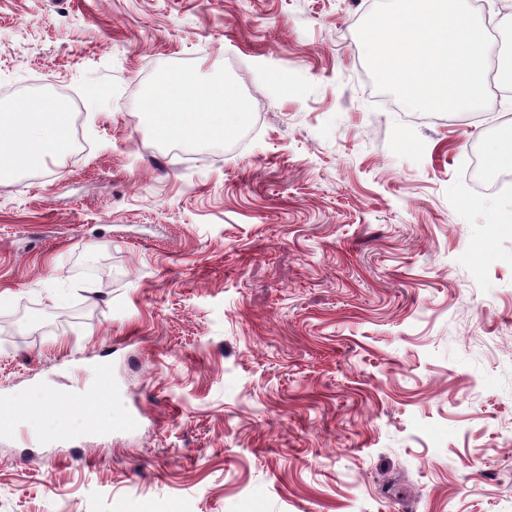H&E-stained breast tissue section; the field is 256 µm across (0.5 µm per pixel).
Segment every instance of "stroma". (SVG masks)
<instances>
[{
  "label": "stroma",
  "instance_id": "stroma-1",
  "mask_svg": "<svg viewBox=\"0 0 512 512\" xmlns=\"http://www.w3.org/2000/svg\"><path fill=\"white\" fill-rule=\"evenodd\" d=\"M376 0H0V113L69 103L86 153L0 178V512H512V97L378 91ZM232 82L245 124L164 143L142 87ZM140 415L129 431L113 418ZM485 165L492 171L512 169V124L504 126L485 151Z\"/></svg>",
  "mask_w": 512,
  "mask_h": 512
}]
</instances>
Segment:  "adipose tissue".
I'll return each instance as SVG.
<instances>
[{"label": "adipose tissue", "mask_w": 512, "mask_h": 512, "mask_svg": "<svg viewBox=\"0 0 512 512\" xmlns=\"http://www.w3.org/2000/svg\"><path fill=\"white\" fill-rule=\"evenodd\" d=\"M141 105L153 135L162 141L205 143L223 139L248 118L236 86L171 73L146 84ZM71 115L48 97L29 98L18 112L0 113V175L39 166L70 146Z\"/></svg>", "instance_id": "adipose-tissue-1"}]
</instances>
